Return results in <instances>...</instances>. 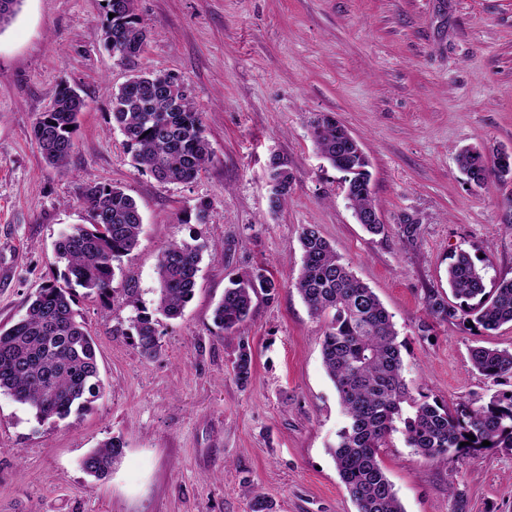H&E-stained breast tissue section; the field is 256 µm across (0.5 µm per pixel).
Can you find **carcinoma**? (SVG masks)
<instances>
[{
    "mask_svg": "<svg viewBox=\"0 0 512 512\" xmlns=\"http://www.w3.org/2000/svg\"><path fill=\"white\" fill-rule=\"evenodd\" d=\"M104 2V47L134 70L113 94L112 121L140 169L163 182H188L211 160L202 113L180 78L136 69L147 23L136 13L135 0ZM21 3L0 0V32L12 23ZM83 108L80 95L63 82L52 107L34 124V140L51 167L68 169ZM311 128L317 149L340 174L357 220L377 215L369 160L358 140L329 114H318ZM456 160L471 188L484 187L492 177L512 180V153L506 150L491 163L475 148L459 150ZM269 181V205L275 211L285 202L293 181L288 164L276 156L269 164ZM84 198L90 222L70 227L54 243L56 262L64 264V270L37 289L21 318L0 328V392L26 406L39 421L63 420L74 410H86L100 395L103 385L95 342L73 308L76 288L108 303L118 292L113 262L137 247L142 230L137 203L122 187L88 178ZM396 230L402 241L412 245L418 239L419 222L404 214ZM299 243L302 267L294 288L312 314L327 319L323 363L346 416L330 454L356 512H405L380 461V449L398 422L403 424L407 446L432 462L446 464L486 448L512 452V395L498 392L486 402L463 401L453 408L426 396L410 399L393 316L341 261L318 228H302ZM201 260L202 249L189 244H171L160 252L155 314L140 311L131 320L143 357L152 359L160 352V318L181 317L193 298ZM448 285L452 297L436 290L426 296L432 319L446 322L461 316L483 331L512 324V279L486 288L482 269L462 252L448 267ZM278 290L279 284L262 268L231 280L214 309L215 326L227 334L240 330L252 313L254 299L271 300ZM471 358L474 368L490 379L512 374V350L478 346L471 350ZM232 371L241 386L251 380L254 360L248 346L239 347ZM406 402L412 408L409 415L403 413ZM484 441L490 445L482 446ZM123 454L122 441L110 438L85 456L82 469L104 478Z\"/></svg>",
    "mask_w": 512,
    "mask_h": 512,
    "instance_id": "cac0c4a2",
    "label": "carcinoma"
}]
</instances>
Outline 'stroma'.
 Returning a JSON list of instances; mask_svg holds the SVG:
<instances>
[{
  "instance_id": "1",
  "label": "stroma",
  "mask_w": 512,
  "mask_h": 512,
  "mask_svg": "<svg viewBox=\"0 0 512 512\" xmlns=\"http://www.w3.org/2000/svg\"><path fill=\"white\" fill-rule=\"evenodd\" d=\"M101 2L23 0L0 32V327L52 279L59 234L88 223L86 176L124 187L143 217L138 247L114 265L110 303L76 298L104 384L89 410L41 423L0 393V512H250L257 490L275 512H356L329 452L345 417L322 363L326 320L294 288L298 236L318 227L393 314L411 398L452 406L512 390V378L488 379L470 359L477 346L512 350V324L486 334L458 317L430 321L425 305L429 290L447 293L461 252L486 284L512 279V183L466 188L456 162L463 147L512 151V0H136L148 23L138 69L185 83L212 150L205 169L178 184L138 169L112 123V94L130 71L103 45ZM63 81L85 107L60 171L32 129ZM322 112L368 155L384 234L357 224L317 151L310 123ZM274 155L294 175L276 212ZM200 204L206 223H182ZM403 213L420 222L411 247L394 227ZM184 242L202 248L194 296L163 321L161 352L148 360L130 321L155 308L160 251ZM257 267L280 289L224 334L213 323L224 288ZM242 341L255 356L244 387L232 377ZM111 437L124 455L93 479L81 462ZM381 462L405 512H453L452 487L466 512H512L510 452L444 465L396 431Z\"/></svg>"
}]
</instances>
